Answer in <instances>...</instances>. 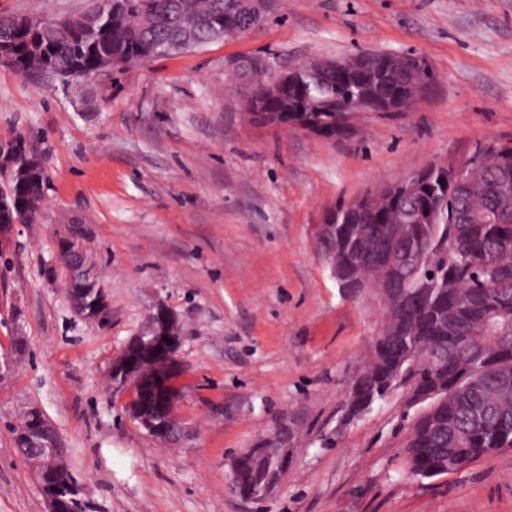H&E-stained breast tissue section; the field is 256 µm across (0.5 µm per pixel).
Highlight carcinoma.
<instances>
[{"label": "carcinoma", "instance_id": "1", "mask_svg": "<svg viewBox=\"0 0 512 512\" xmlns=\"http://www.w3.org/2000/svg\"><path fill=\"white\" fill-rule=\"evenodd\" d=\"M104 0H94L87 14L95 30L51 27L19 30L10 15H0V40H9L22 58L35 42L53 49L60 69L77 62L92 74L99 66V47L116 54L174 43L204 45L212 27L228 21L250 24L240 0H112L119 24L109 25ZM190 15L196 25L186 33L178 23ZM370 76L375 95L399 90L405 74L382 70L376 51L358 54ZM304 73L299 91L287 90L271 103V111L286 112L310 98L318 102L312 118L334 127L347 109L334 72ZM8 202L18 212L34 190L44 188L43 171L36 183L11 184ZM512 149L480 152L464 162L460 182L448 189L435 178L421 182L416 197L396 202L376 213L367 204L351 213V224H327L314 234L321 258L336 253V281L351 294L371 291L381 320L371 347L376 355L355 384L370 404L387 398L385 381L408 352L422 359L401 371L412 387L448 386V401L432 404L411 420L405 443L409 472L433 479L446 474L451 459L471 464L502 448H512ZM433 208V224H399L405 209ZM398 284L400 298L389 304L378 289L387 275ZM61 489L62 512H92L84 496L75 493L79 478L68 469L54 479Z\"/></svg>", "mask_w": 512, "mask_h": 512}]
</instances>
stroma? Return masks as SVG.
Masks as SVG:
<instances>
[{"mask_svg":"<svg viewBox=\"0 0 512 512\" xmlns=\"http://www.w3.org/2000/svg\"><path fill=\"white\" fill-rule=\"evenodd\" d=\"M89 0H0V14L59 17ZM416 51L435 70L412 112L364 118L330 141L250 125L233 62L271 71L313 56ZM512 140V0H278L239 38L89 81L37 87L0 66V143L40 156L47 203L0 244V512H47L12 425L39 407L94 512H512V448L434 479L411 475L414 411L396 390L356 419L346 392L369 361L375 311L317 256L336 201L376 192L478 140ZM80 228L109 290L107 326L68 306L59 239ZM185 327L179 412L189 436L154 441L112 399L105 372L157 303ZM297 424L266 501L224 483L231 459Z\"/></svg>","mask_w":512,"mask_h":512,"instance_id":"35a3bbf8","label":"stroma"}]
</instances>
